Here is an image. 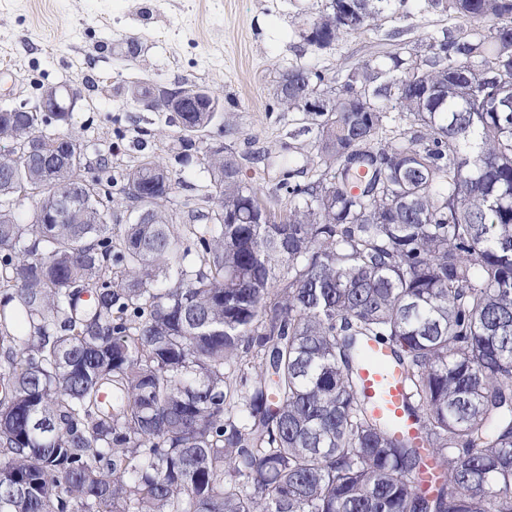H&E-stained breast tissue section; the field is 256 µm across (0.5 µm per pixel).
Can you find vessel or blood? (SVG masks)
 <instances>
[{"instance_id":"1","label":"vessel or blood","mask_w":512,"mask_h":512,"mask_svg":"<svg viewBox=\"0 0 512 512\" xmlns=\"http://www.w3.org/2000/svg\"><path fill=\"white\" fill-rule=\"evenodd\" d=\"M364 349L367 359L359 369L360 390L374 416L388 421L396 437L417 439V425L406 409L407 389L399 362L388 346L376 341H367Z\"/></svg>"}]
</instances>
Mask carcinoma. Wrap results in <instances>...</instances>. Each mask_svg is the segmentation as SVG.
Instances as JSON below:
<instances>
[{
	"label": "carcinoma",
	"instance_id": "carcinoma-1",
	"mask_svg": "<svg viewBox=\"0 0 512 512\" xmlns=\"http://www.w3.org/2000/svg\"><path fill=\"white\" fill-rule=\"evenodd\" d=\"M408 2L325 0L315 19L340 39ZM420 8L489 27L392 32L326 112L304 98L335 79L288 69L269 111L317 135L300 167L288 146L279 215L218 149L202 165L224 220L179 225L159 162L77 181L72 113L0 112L23 153L0 158V512H512V0ZM100 184L133 209L147 193L149 219L112 238ZM367 339L402 366L430 492L359 391Z\"/></svg>",
	"mask_w": 512,
	"mask_h": 512
}]
</instances>
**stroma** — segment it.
I'll use <instances>...</instances> for the list:
<instances>
[{
    "mask_svg": "<svg viewBox=\"0 0 512 512\" xmlns=\"http://www.w3.org/2000/svg\"><path fill=\"white\" fill-rule=\"evenodd\" d=\"M323 0H0V106L36 105L41 89L65 83L81 93L72 113L77 140H91L113 170L145 155L166 167L179 212L210 188L200 165L207 146L223 142L246 181L263 194L278 191L277 164L286 145L311 152L314 134L297 113L271 111L273 89L289 67L340 77L371 59L374 34H352L323 49L304 43L303 25ZM375 32L404 29L409 40L439 33L446 14L410 7L404 17L375 20ZM136 57H128L130 43ZM198 84L232 116L231 134L208 132L184 158L165 112L132 104L131 85Z\"/></svg>",
    "mask_w": 512,
    "mask_h": 512,
    "instance_id": "obj_1",
    "label": "stroma"
}]
</instances>
